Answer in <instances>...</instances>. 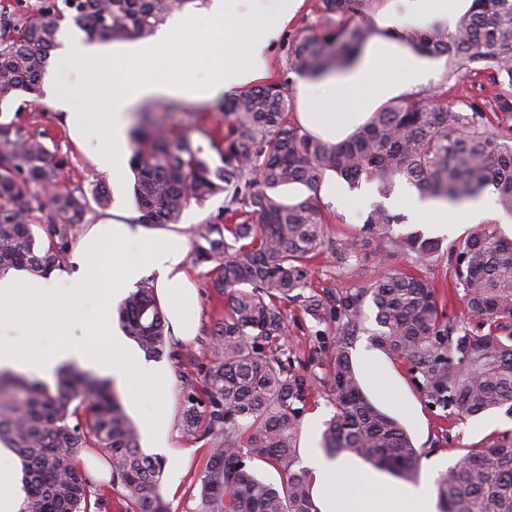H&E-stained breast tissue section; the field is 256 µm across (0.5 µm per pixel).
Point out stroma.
<instances>
[{
  "instance_id": "obj_1",
  "label": "stroma",
  "mask_w": 512,
  "mask_h": 512,
  "mask_svg": "<svg viewBox=\"0 0 512 512\" xmlns=\"http://www.w3.org/2000/svg\"><path fill=\"white\" fill-rule=\"evenodd\" d=\"M317 0H302L300 7L288 26L272 45L267 57V75L275 79H288L287 95L296 99L300 77L288 73V48L291 39L300 30L316 20ZM156 120L174 134L186 133L200 146H208L207 134L224 123L223 113L214 109L213 101L188 102L179 110L156 111ZM20 123L36 132H46V143L56 160L62 162L65 173L64 183L70 190H82L90 203L85 216L86 223H97L101 218L119 211L122 207L133 206L134 174L127 171L112 176L98 171L88 152L70 137L61 114L44 101L28 102L26 95L15 94L7 104L0 106V120ZM369 181H360L352 187L341 183V197L327 203L326 212L330 228L335 236L359 233L372 204L384 203L391 212L402 213L403 207L398 196L381 199L373 196L371 204H364L358 197L360 190L369 188ZM104 190L109 197L107 207L93 203L95 190ZM417 269L429 280L437 291L445 311L453 317L461 316L463 304L452 290L453 278L448 266L447 255H439L429 262H422L411 252H401L389 263L371 260L359 272L337 267L328 259L318 260L311 276L313 288H342L352 283H366L373 280L383 267ZM195 282L200 300V329L193 340L183 342L167 339L165 352L160 357L161 365L169 368L172 376L171 397L166 405L169 423V452L164 462L180 456H188L186 470L176 488L161 485L160 494L168 512H202L199 498L193 497L192 490L204 474L209 451L206 442L185 437L181 428L182 396L187 383L202 384L204 376L214 360L212 353L213 332L224 318L226 299L213 286L211 267L198 264L194 267ZM288 336L290 348L296 349L302 361L304 372L315 376V403L301 420L297 440L298 448H317L321 445L323 423L334 412L332 397L325 377V369L311 362L310 357L319 347L332 345L333 336H316L310 318L300 312L296 305H289ZM363 328L350 339V354L366 397L380 410L397 419L408 431L415 446L422 455L419 463L420 475L444 473L448 467L464 455L466 449L486 445L493 434L512 433V416L497 410L459 422L452 430L453 440L437 442L440 432V418L429 408L411 378L408 363L400 356L375 350L372 361H362L360 350L363 344L371 343L376 328L373 305H366Z\"/></svg>"
}]
</instances>
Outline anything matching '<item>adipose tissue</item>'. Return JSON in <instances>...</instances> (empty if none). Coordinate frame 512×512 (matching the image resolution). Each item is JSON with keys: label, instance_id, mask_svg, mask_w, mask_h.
<instances>
[{"label": "adipose tissue", "instance_id": "1", "mask_svg": "<svg viewBox=\"0 0 512 512\" xmlns=\"http://www.w3.org/2000/svg\"><path fill=\"white\" fill-rule=\"evenodd\" d=\"M300 0H212L205 22L177 17L150 42L128 56L88 41L72 27L62 29L60 60L85 69L99 65L130 71L126 84L103 92L84 77L69 82L59 71L44 81L48 105L64 113V121L79 138L88 139L98 121H105L110 145L93 149L99 171H123L131 154L128 134L132 109L145 101L166 97L198 102L221 91L232 93L259 80L267 51L280 36ZM375 34L367 50L353 64L299 86L303 103L300 123L308 131L333 142L345 140L384 102L407 95L428 80V61L408 53L388 38L394 26L389 14L374 17ZM196 40L195 53L176 49L171 30ZM164 59L170 79L145 73L144 65ZM403 71L390 75L395 63ZM96 98L103 113L85 110L79 101ZM402 201L421 223L447 230L448 226L479 224L489 216L486 199L455 206L406 192ZM174 231H148L136 224L107 219L90 225L73 250L68 269L37 275L11 269L0 275V369L34 371L54 381L57 370L74 363L128 386L132 376L152 385L157 401L170 395L167 370L145 362L129 339L115 329V305L146 275L155 274V290L174 336L187 340L199 326L198 294L187 265V250ZM97 306L86 315L85 304ZM52 337L42 346L40 337ZM307 466L313 477L318 512H436L429 481L400 488L377 476H364L349 455L328 459L310 450ZM24 492L19 462L10 449L0 448V512H21Z\"/></svg>", "mask_w": 512, "mask_h": 512}]
</instances>
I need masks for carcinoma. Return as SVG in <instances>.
I'll list each match as a JSON object with an SVG mask.
<instances>
[{
  "label": "carcinoma",
  "instance_id": "1",
  "mask_svg": "<svg viewBox=\"0 0 512 512\" xmlns=\"http://www.w3.org/2000/svg\"><path fill=\"white\" fill-rule=\"evenodd\" d=\"M195 0H28L0 8V104L13 93L37 101L51 51L67 19L91 39L124 41L151 35L164 19ZM373 0H318L320 23L297 33L289 70L317 78L343 69L370 42V27L354 24ZM394 38L419 54L445 57L448 78L476 77L490 87L456 109L443 84L416 100L391 101L348 140L334 144L309 134L295 119L284 86L261 82L222 101L224 126L210 134L213 164L187 134L170 135L152 112L131 131L134 194L148 226L177 224L190 202L224 195L225 221L197 228L198 263L213 264V284L228 296L214 332L215 360L202 389L183 395L182 431L209 445L197 495L203 512H317L308 470L296 467L297 435L314 398L312 379L295 366L285 304L320 326H336L323 350L335 412L325 423L329 457L349 453L408 480L421 452L403 426L364 395L347 337L375 308L373 342L403 357L429 407L451 424L493 410L512 414V241L475 231L448 245L464 314L451 318L422 276L390 268L369 284L310 287L311 262L322 255L342 268L384 260L408 249L430 256L438 241L402 234L400 217L378 205L359 235H331L318 189L326 175L350 184L376 181L390 197L403 179L422 196L461 204L490 186L512 212V0H472L450 31L442 24L407 27ZM15 121L0 122V271L27 267L43 274L61 266L74 228L84 223V194L61 188V165L42 139ZM309 194L292 200L290 185ZM48 224L40 245L33 226ZM118 321L149 357L162 355L166 317L154 287L141 282L117 307ZM205 407L199 411V407ZM0 442L23 462L21 512H100L93 480L79 457L99 451L123 489L125 512H168L159 495L162 465L142 452L139 432L111 381L79 366L57 371L55 388L0 371ZM261 460L283 468L280 484L250 472ZM440 512H512V433L472 448L436 481Z\"/></svg>",
  "mask_w": 512,
  "mask_h": 512
}]
</instances>
